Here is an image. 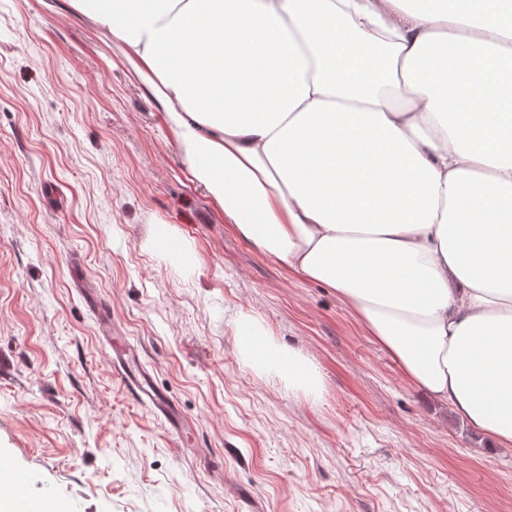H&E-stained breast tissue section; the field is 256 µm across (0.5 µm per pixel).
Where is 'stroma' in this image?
<instances>
[{
	"label": "stroma",
	"mask_w": 512,
	"mask_h": 512,
	"mask_svg": "<svg viewBox=\"0 0 512 512\" xmlns=\"http://www.w3.org/2000/svg\"><path fill=\"white\" fill-rule=\"evenodd\" d=\"M81 285L190 442L116 378ZM243 315L319 367L318 404L244 366ZM1 461L75 512H512V447L410 384L332 288L225 224L160 106L66 0H0Z\"/></svg>",
	"instance_id": "35a3bbf8"
}]
</instances>
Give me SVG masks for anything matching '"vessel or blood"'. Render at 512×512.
<instances>
[{"label":"vessel or blood","mask_w":512,"mask_h":512,"mask_svg":"<svg viewBox=\"0 0 512 512\" xmlns=\"http://www.w3.org/2000/svg\"><path fill=\"white\" fill-rule=\"evenodd\" d=\"M105 341L112 349L115 370L128 392L138 403L149 407L152 413L167 423L176 436L186 432V422L173 400L158 391L152 375L140 358L137 347L129 345L122 337L105 334Z\"/></svg>","instance_id":"vessel-or-blood-1"}]
</instances>
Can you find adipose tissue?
Instances as JSON below:
<instances>
[{"label":"adipose tissue","mask_w":512,"mask_h":512,"mask_svg":"<svg viewBox=\"0 0 512 512\" xmlns=\"http://www.w3.org/2000/svg\"><path fill=\"white\" fill-rule=\"evenodd\" d=\"M243 240L512 446V0H68ZM244 363L319 402L253 317Z\"/></svg>","instance_id":"1"}]
</instances>
